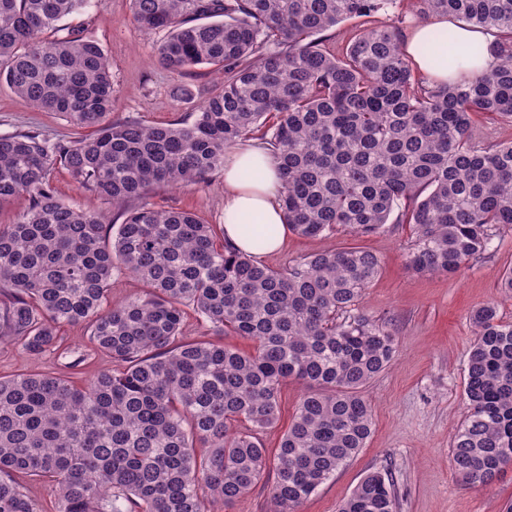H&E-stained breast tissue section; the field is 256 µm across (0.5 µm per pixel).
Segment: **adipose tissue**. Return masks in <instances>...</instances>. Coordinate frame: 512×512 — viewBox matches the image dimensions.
I'll return each instance as SVG.
<instances>
[{
	"mask_svg": "<svg viewBox=\"0 0 512 512\" xmlns=\"http://www.w3.org/2000/svg\"><path fill=\"white\" fill-rule=\"evenodd\" d=\"M458 49V63L454 69L460 72H486L493 68L494 58L487 50L491 34L483 29L465 25L454 27ZM479 47V54H471V47ZM418 67L439 80H447L450 69L447 50L428 60L418 59ZM258 165L255 177H246L244 171ZM283 191L278 167L269 150L260 141H252L245 147L227 150L224 154V237L234 247L248 250L249 242L243 228L253 216H260L263 223L272 224L276 232L267 249L279 251L286 240L288 228L284 222L280 197Z\"/></svg>",
	"mask_w": 512,
	"mask_h": 512,
	"instance_id": "adipose-tissue-1",
	"label": "adipose tissue"
}]
</instances>
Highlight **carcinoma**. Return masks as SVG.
Listing matches in <instances>:
<instances>
[{"mask_svg":"<svg viewBox=\"0 0 512 512\" xmlns=\"http://www.w3.org/2000/svg\"><path fill=\"white\" fill-rule=\"evenodd\" d=\"M146 33L167 32L157 61L181 74H224L191 122L107 120L112 72L101 45L60 21L92 0H0V82L93 132L54 139L0 135V205L28 209L0 224V343L50 353L46 373L0 375V512H42L27 485L58 491L56 512H215L274 475L273 512L299 507L356 457L372 433L365 396L398 353L389 330L359 310L378 257L342 247L281 268L256 261L275 228L224 225L146 200L157 184L204 183L225 150L272 148L288 229L359 235L406 224V264L453 275L512 226V142L482 145L475 118L512 123V0H130ZM447 16L495 32L496 66L439 83L403 46L407 15ZM389 21L382 22L379 17ZM355 19L344 44L319 36ZM438 29L419 49L455 46ZM63 168L120 211L119 224L56 198ZM141 294L112 305L114 275ZM207 334H182L186 309ZM467 414L451 442L454 471L490 486L512 464V322L487 303L471 313ZM83 324L77 349L58 335ZM232 333L248 351L224 344ZM98 358L116 364L88 377ZM305 385L279 447L288 382ZM394 484L367 474L338 512H397Z\"/></svg>","mask_w":512,"mask_h":512,"instance_id":"carcinoma-1","label":"carcinoma"}]
</instances>
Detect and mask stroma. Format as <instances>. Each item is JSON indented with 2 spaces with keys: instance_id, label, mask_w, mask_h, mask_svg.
<instances>
[{
  "instance_id": "1",
  "label": "stroma",
  "mask_w": 512,
  "mask_h": 512,
  "mask_svg": "<svg viewBox=\"0 0 512 512\" xmlns=\"http://www.w3.org/2000/svg\"><path fill=\"white\" fill-rule=\"evenodd\" d=\"M64 23L85 30L110 60V120L189 122L221 85V76L205 66L180 75L162 67L153 54L156 37L135 23L130 0H103ZM27 130L49 137L80 134L64 114L38 110L0 85V134ZM52 184L60 200L98 211L106 223L116 222L117 209L82 188L66 170L56 169ZM148 201L159 209L193 212L209 224L223 223L224 174L215 172L204 185L155 187ZM346 246L365 248L380 259V273L361 307L396 336L399 350L393 365L366 391L374 424L365 448L306 500L300 512H336L374 471L393 481L399 512H501L512 500V468L491 487L474 488L454 472L448 448L467 412L463 372L474 340L471 310L494 302L501 318L512 321V297L499 286L503 273L512 269V227H499L489 250L450 277L418 274L406 266L409 229L403 224L386 225L383 232L368 236L346 230L313 238L292 233L282 251L263 254L260 260L277 267Z\"/></svg>"
}]
</instances>
